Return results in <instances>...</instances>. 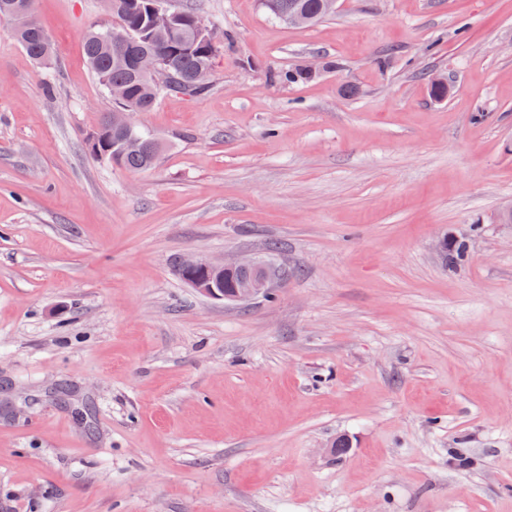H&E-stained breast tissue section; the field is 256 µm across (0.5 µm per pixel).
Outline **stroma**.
Instances as JSON below:
<instances>
[{"label":"stroma","instance_id":"1","mask_svg":"<svg viewBox=\"0 0 512 512\" xmlns=\"http://www.w3.org/2000/svg\"><path fill=\"white\" fill-rule=\"evenodd\" d=\"M169 5L224 46L134 114L146 172L85 146L104 0H35L47 66L0 23V512H512V0ZM186 255L286 276L213 300ZM268 4L263 7L267 11V13L275 18H279V14H288V11L301 10L288 14V17H283V19L291 26H307L310 22V17H312V21L309 24L312 25L331 14L326 13H334L336 10L337 0H324L322 1L321 8V0H268ZM323 10V11H322ZM305 13H303V12Z\"/></svg>","mask_w":512,"mask_h":512}]
</instances>
